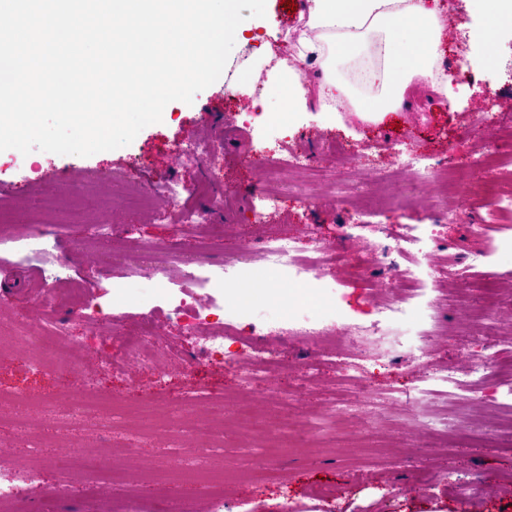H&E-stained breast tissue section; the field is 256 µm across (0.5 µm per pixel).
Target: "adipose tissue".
Instances as JSON below:
<instances>
[{"mask_svg":"<svg viewBox=\"0 0 512 512\" xmlns=\"http://www.w3.org/2000/svg\"><path fill=\"white\" fill-rule=\"evenodd\" d=\"M306 12L297 52L277 81L289 108L311 99L347 103L358 117L379 119L409 107L406 93L416 79L450 97L439 53L440 9L431 0H307ZM306 61L323 70L317 87L301 78ZM357 85L374 88V95L355 99Z\"/></svg>","mask_w":512,"mask_h":512,"instance_id":"adipose-tissue-1","label":"adipose tissue"}]
</instances>
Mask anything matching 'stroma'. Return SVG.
Wrapping results in <instances>:
<instances>
[{
	"label": "stroma",
	"instance_id": "1",
	"mask_svg": "<svg viewBox=\"0 0 512 512\" xmlns=\"http://www.w3.org/2000/svg\"><path fill=\"white\" fill-rule=\"evenodd\" d=\"M286 0H266V15L254 19V39L235 42L232 56L248 54L259 72L246 85L222 75L193 103H169L161 122L142 129L129 145L89 157L39 150L0 152V239L41 237L43 257L0 252V323L17 318L63 321L76 346L92 360L78 375L60 365L56 353L33 370L24 349L0 352V448L16 463L35 461L40 475L26 507L50 504L53 512H133L128 485H136L146 512L175 505L197 512L212 494L191 463L161 485L141 481L133 464L122 463L121 482L93 492L89 482H62L55 458L77 445L92 451L112 445L113 434L91 418L73 431L59 419L75 387L97 397L104 409L113 399L126 408L166 405V413L140 417L147 435L141 458L164 459L165 432L174 430L184 396L206 392L224 402L227 417L240 406V367L215 362L188 364L194 332L171 313L172 290L187 285L198 266L230 265L234 280L217 285L230 328L254 333L272 350L280 369L272 382H256L248 393L263 411L267 430L285 420L321 422L336 399L349 411L342 421L354 435L371 436L368 448H256L249 436L230 437L211 460L224 480V512H512V429L495 420L512 418V156L497 173L503 199L470 195L453 204L424 186L388 150L423 153L430 169L454 168L461 178L475 171L476 141L498 148L499 131L512 128V28L499 31L490 50L470 48L463 78L452 100L413 87L409 108L381 120L353 113L335 115L308 107L282 123L284 105L273 88L281 68L276 54L288 44ZM456 29H445L442 51L453 33L474 37L483 15L477 0H441ZM482 130H475L478 113ZM247 128L233 140L225 125ZM215 149L223 160L218 183L204 163L180 164L179 147ZM299 152L313 169L287 177L276 190L260 178L265 158ZM101 177L98 193L84 192L87 179ZM184 187L179 207H126L124 191L165 185ZM275 192L278 204L263 199ZM46 193L65 205L54 222L37 212ZM205 213L200 223L186 215ZM413 236L428 244L417 269L436 277L432 304L415 302L407 314L384 316L380 308L401 297L404 280L372 267L376 253ZM337 248L341 259L312 280L315 303L287 300L294 282L287 270L270 266L263 241L286 239L308 251L312 238ZM261 277L263 296L239 302L238 283ZM100 303L101 329L89 333L87 302ZM153 317L149 336L166 351L167 373L152 364L128 365L123 336ZM503 369L486 379L489 355ZM355 385L337 382L341 368ZM274 466L277 477L252 483L244 471ZM332 494L321 497L320 488Z\"/></svg>",
	"mask_w": 512,
	"mask_h": 512
}]
</instances>
